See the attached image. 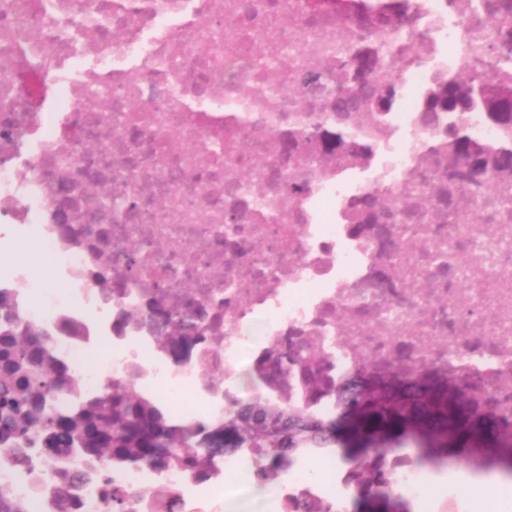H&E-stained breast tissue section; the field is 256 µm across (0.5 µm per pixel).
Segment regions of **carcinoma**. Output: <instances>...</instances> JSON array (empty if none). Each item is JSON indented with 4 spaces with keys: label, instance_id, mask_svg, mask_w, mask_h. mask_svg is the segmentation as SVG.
<instances>
[{
    "label": "carcinoma",
    "instance_id": "obj_1",
    "mask_svg": "<svg viewBox=\"0 0 512 512\" xmlns=\"http://www.w3.org/2000/svg\"><path fill=\"white\" fill-rule=\"evenodd\" d=\"M407 0H391L379 13L389 24L405 12ZM356 88L327 102L326 121L310 136L326 148L354 141L360 116L377 119L389 98L369 47L354 53ZM483 100L492 121L512 128V85L491 78L453 80L438 85L425 103L424 119ZM448 156L477 171L512 169V145L478 141L462 126L448 129ZM151 316L166 317L153 334L178 361L192 359L208 326L148 298ZM257 391L246 402L224 408V416L184 421L152 398L136 391L133 378L112 380L105 395L79 391L77 376L54 353L45 329L19 315L12 293L0 289V449L13 451L15 462L35 486H54L56 512H79L77 492L93 483L101 488L107 512H176L180 492L162 481L179 468L197 482L214 477L229 455L253 459L254 477L267 482L288 473L294 456L307 449L327 450L351 467L342 481L351 486L352 512L383 504L384 512H412L395 487L392 455L425 466L448 464L450 448L464 460L512 479V422L486 404L472 403L467 388L428 367L379 369L364 356L342 374L330 360L299 342L284 360L264 372L245 376ZM268 420L292 422L301 432L278 441ZM127 468H146L158 483L149 501L116 479ZM289 512H343L336 501L317 498L308 489L288 494ZM0 512H26L13 491L0 484Z\"/></svg>",
    "mask_w": 512,
    "mask_h": 512
}]
</instances>
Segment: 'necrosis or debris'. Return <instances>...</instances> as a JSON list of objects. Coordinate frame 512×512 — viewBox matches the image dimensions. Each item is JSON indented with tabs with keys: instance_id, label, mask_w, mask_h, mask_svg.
<instances>
[{
	"instance_id": "1",
	"label": "necrosis or debris",
	"mask_w": 512,
	"mask_h": 512,
	"mask_svg": "<svg viewBox=\"0 0 512 512\" xmlns=\"http://www.w3.org/2000/svg\"><path fill=\"white\" fill-rule=\"evenodd\" d=\"M338 2L0 0V224L65 287L26 262H9V274L27 285L21 315L50 329L82 392L130 374L179 418H213L242 400V372L314 336L341 369L357 353L379 366L457 367L474 401L512 420V174L474 173L479 194L450 213L411 211L457 173L449 126L512 142L478 105L421 119L438 83L471 76L490 54L505 59L492 77L512 78L505 0H408L385 31ZM362 43L387 63L392 107L366 128L365 154L307 173L284 136L347 90L344 65ZM311 71L321 80L308 87ZM283 175L305 191L288 198ZM58 195L74 200L80 235L69 242L56 230ZM98 228L111 231L113 278L128 282L109 304L90 277L100 259L81 240ZM185 285L225 300L216 391L146 327L121 322L144 291L163 287L171 304ZM64 320L79 333L60 331ZM1 480L28 512H49L48 490L3 452Z\"/></svg>"
}]
</instances>
